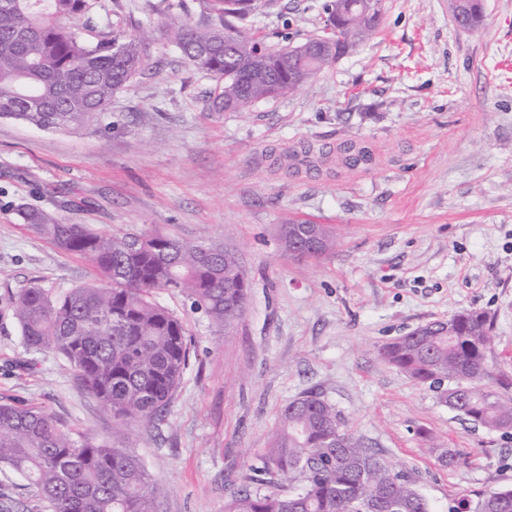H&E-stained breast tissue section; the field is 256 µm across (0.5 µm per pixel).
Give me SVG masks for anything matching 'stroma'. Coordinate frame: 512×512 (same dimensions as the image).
<instances>
[{
	"instance_id": "1",
	"label": "stroma",
	"mask_w": 512,
	"mask_h": 512,
	"mask_svg": "<svg viewBox=\"0 0 512 512\" xmlns=\"http://www.w3.org/2000/svg\"><path fill=\"white\" fill-rule=\"evenodd\" d=\"M91 2L80 36L153 30L150 65L90 125L0 119V404L40 408L75 435L125 432L164 490L160 512H224L280 408L311 392L411 472L437 512L512 486V429L473 424L379 355L421 325L481 310L496 338L481 383L512 397V0H483L467 30L448 0H382L369 39L244 112L211 111L215 80L164 33L207 19L206 0ZM328 2L274 0L250 23L267 46L298 44L322 32ZM348 140L371 164H343ZM22 208L240 254L251 288L231 335L186 295L157 294L190 344L159 421L114 417L61 355L26 349L9 295L33 284L60 294L96 275L28 231ZM306 220L335 233V250L284 253L282 226Z\"/></svg>"
}]
</instances>
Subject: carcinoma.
<instances>
[{
	"label": "carcinoma",
	"mask_w": 512,
	"mask_h": 512,
	"mask_svg": "<svg viewBox=\"0 0 512 512\" xmlns=\"http://www.w3.org/2000/svg\"><path fill=\"white\" fill-rule=\"evenodd\" d=\"M354 27L323 40L342 55L371 35L381 19L359 11L361 0H344ZM213 21L173 30L185 59L217 82L212 109L243 112L253 104L293 93L304 82L288 74L282 50H265L253 72L261 41L247 24L256 0H208ZM89 0H7L0 3V118L50 130H70L104 112L112 96L148 67L143 32L116 31L95 42L82 39L68 21L87 14ZM34 93L50 106L22 109ZM346 164L371 160L367 148L346 141L338 148ZM20 216L36 234L76 255L97 279L58 296L32 285L11 297L25 346L61 354L77 379L112 414L151 423L161 416L190 359L183 323L156 301L178 290L201 306L212 325L229 333L243 317L250 288L244 266L221 245L197 244L162 233L105 235L86 224H66L54 214L26 209ZM312 257L336 248L321 227ZM444 322H429L384 346L382 357L413 380L456 385L444 400L475 425L497 430L512 425V398L479 384L491 349V319L466 310ZM0 464L21 474L51 512H159L162 487L143 461L112 439L75 438L43 410L0 404ZM250 489L230 493L224 512H433L415 480L394 470L352 433L336 407L317 393L289 401L260 465L251 468ZM464 512H512V487L494 488L461 503Z\"/></svg>",
	"instance_id": "1"
}]
</instances>
